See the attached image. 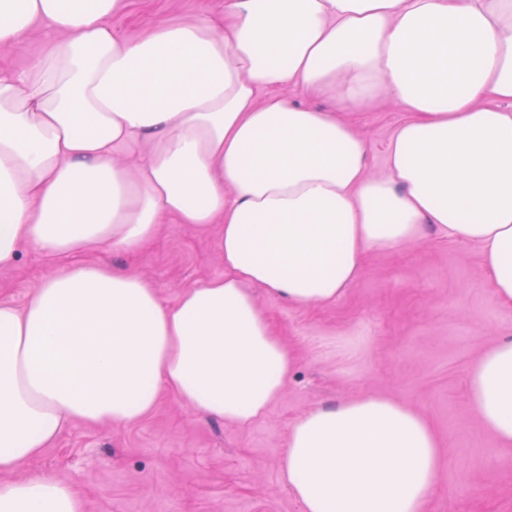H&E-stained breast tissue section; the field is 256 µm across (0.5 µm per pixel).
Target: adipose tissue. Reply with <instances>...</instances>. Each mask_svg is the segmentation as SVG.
<instances>
[{"label":"adipose tissue","instance_id":"1","mask_svg":"<svg viewBox=\"0 0 512 512\" xmlns=\"http://www.w3.org/2000/svg\"><path fill=\"white\" fill-rule=\"evenodd\" d=\"M126 3L0 0L1 47L51 32L30 67L0 69V268L24 245L63 262L24 306L0 300V472L71 423H135L164 391L207 418L262 417L297 360L255 286L332 305L369 253L432 231L474 244L512 307V0H224L135 40L111 23ZM290 84L329 109L280 96ZM388 96L407 117L375 177L349 115ZM166 217L215 229L224 262L172 304L106 258ZM467 388L512 446V336ZM440 448L418 410L367 394L298 418L282 473L303 512H424ZM0 512L83 503L43 475L1 486Z\"/></svg>","mask_w":512,"mask_h":512}]
</instances>
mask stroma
<instances>
[{
    "instance_id": "1",
    "label": "stroma",
    "mask_w": 512,
    "mask_h": 512,
    "mask_svg": "<svg viewBox=\"0 0 512 512\" xmlns=\"http://www.w3.org/2000/svg\"><path fill=\"white\" fill-rule=\"evenodd\" d=\"M224 0H130L113 25L129 39L161 18L218 13ZM403 108L385 102L352 114L369 169L386 175L387 147ZM112 267L145 277L163 302L223 276L214 231L165 220L158 236L113 252ZM33 247L0 268V297L23 306L60 269ZM259 307L298 366L266 414L239 427L201 418L171 394L128 425L74 423L0 485L51 475L74 485L84 512H302L282 475L289 425L301 414L368 393L420 411L437 432L441 465L425 512H512V446L479 425L468 372L499 337L512 309L494 304L475 247L429 237L369 255L363 275L330 306L298 308L255 289Z\"/></svg>"
}]
</instances>
